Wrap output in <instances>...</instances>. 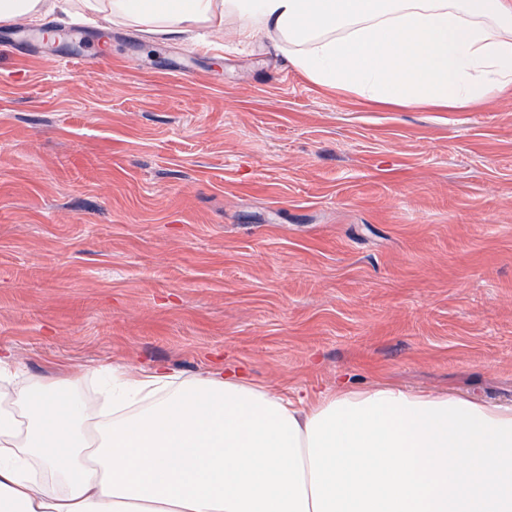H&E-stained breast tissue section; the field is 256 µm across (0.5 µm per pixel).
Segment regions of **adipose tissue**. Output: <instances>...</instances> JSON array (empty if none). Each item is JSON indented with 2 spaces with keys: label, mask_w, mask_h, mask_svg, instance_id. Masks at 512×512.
Segmentation results:
<instances>
[{
  "label": "adipose tissue",
  "mask_w": 512,
  "mask_h": 512,
  "mask_svg": "<svg viewBox=\"0 0 512 512\" xmlns=\"http://www.w3.org/2000/svg\"><path fill=\"white\" fill-rule=\"evenodd\" d=\"M78 10L159 39L265 40L313 84L380 106L512 89V0H0V23ZM17 370L0 352V512H512V405L106 365L99 418L74 381L17 388Z\"/></svg>",
  "instance_id": "adipose-tissue-1"
}]
</instances>
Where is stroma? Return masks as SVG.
<instances>
[{
	"label": "stroma",
	"instance_id": "obj_1",
	"mask_svg": "<svg viewBox=\"0 0 512 512\" xmlns=\"http://www.w3.org/2000/svg\"><path fill=\"white\" fill-rule=\"evenodd\" d=\"M0 41V349L18 383L235 366L261 384L512 402V93H325L262 45L54 21Z\"/></svg>",
	"mask_w": 512,
	"mask_h": 512
}]
</instances>
